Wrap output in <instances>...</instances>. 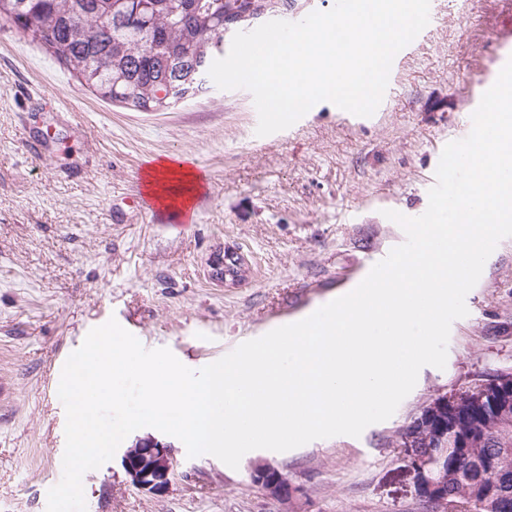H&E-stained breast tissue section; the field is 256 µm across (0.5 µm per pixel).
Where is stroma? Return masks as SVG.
I'll list each match as a JSON object with an SVG mask.
<instances>
[{
    "label": "stroma",
    "mask_w": 512,
    "mask_h": 512,
    "mask_svg": "<svg viewBox=\"0 0 512 512\" xmlns=\"http://www.w3.org/2000/svg\"><path fill=\"white\" fill-rule=\"evenodd\" d=\"M436 5L372 116L322 101L264 137L248 90L213 85L170 111L134 112L97 99L0 19V512H46L63 469L61 372L92 328L116 319L198 370L308 317L404 242L384 210L426 211L424 182L467 128L477 77L497 79L512 57L503 0ZM37 139L39 157L23 148ZM166 156L201 177L183 227L125 204ZM228 250L248 267L233 284L213 273ZM465 302L445 368L423 367L394 415L360 436L253 450L235 470L174 439L165 495L133 487L115 457L84 474L87 512H428L402 438L434 399L512 372V237ZM255 462L279 469L291 498L252 485Z\"/></svg>",
    "instance_id": "1"
}]
</instances>
